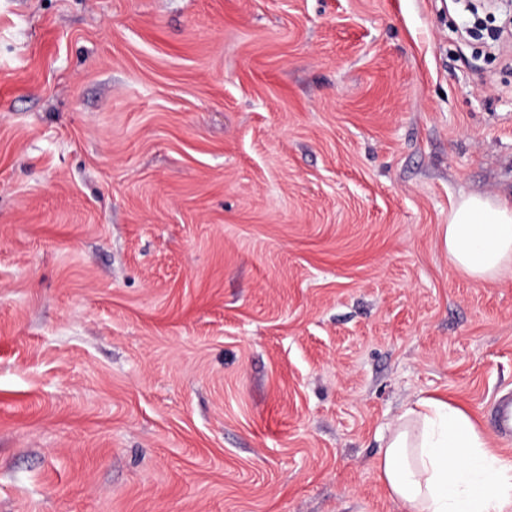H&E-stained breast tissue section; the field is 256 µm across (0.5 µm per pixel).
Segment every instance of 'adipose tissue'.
Masks as SVG:
<instances>
[{"label":"adipose tissue","instance_id":"adipose-tissue-1","mask_svg":"<svg viewBox=\"0 0 512 512\" xmlns=\"http://www.w3.org/2000/svg\"><path fill=\"white\" fill-rule=\"evenodd\" d=\"M444 241L455 267L477 281L494 278L512 264V201L462 197ZM378 469L403 512H512V463L489 450L464 410L440 399L420 397L405 409Z\"/></svg>","mask_w":512,"mask_h":512}]
</instances>
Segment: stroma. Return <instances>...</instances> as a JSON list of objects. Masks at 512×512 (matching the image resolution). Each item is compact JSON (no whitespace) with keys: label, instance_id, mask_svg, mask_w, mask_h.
Listing matches in <instances>:
<instances>
[{"label":"stroma","instance_id":"obj_1","mask_svg":"<svg viewBox=\"0 0 512 512\" xmlns=\"http://www.w3.org/2000/svg\"><path fill=\"white\" fill-rule=\"evenodd\" d=\"M466 0H0V512H401L405 408L500 456L512 55ZM444 241L455 267L476 281L512 264V200L462 197L448 216Z\"/></svg>","mask_w":512,"mask_h":512}]
</instances>
